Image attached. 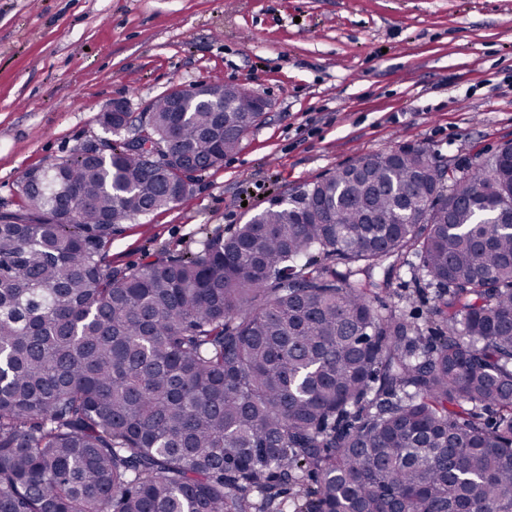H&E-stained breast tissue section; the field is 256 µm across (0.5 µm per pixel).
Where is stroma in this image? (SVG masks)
<instances>
[{
	"mask_svg": "<svg viewBox=\"0 0 512 512\" xmlns=\"http://www.w3.org/2000/svg\"><path fill=\"white\" fill-rule=\"evenodd\" d=\"M230 81L272 102L187 200L121 226L116 268L178 258L353 161L429 147L467 168L512 143V0H0V213L28 170L112 141L113 99ZM394 270L380 295L423 322L436 302Z\"/></svg>",
	"mask_w": 512,
	"mask_h": 512,
	"instance_id": "obj_1",
	"label": "stroma"
}]
</instances>
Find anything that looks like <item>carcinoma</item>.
<instances>
[{"mask_svg": "<svg viewBox=\"0 0 512 512\" xmlns=\"http://www.w3.org/2000/svg\"><path fill=\"white\" fill-rule=\"evenodd\" d=\"M106 113L107 150L26 171L0 213V512H512V146L445 185L400 148L224 237L122 269L264 120ZM420 260L429 323L372 298Z\"/></svg>", "mask_w": 512, "mask_h": 512, "instance_id": "obj_1", "label": "carcinoma"}]
</instances>
